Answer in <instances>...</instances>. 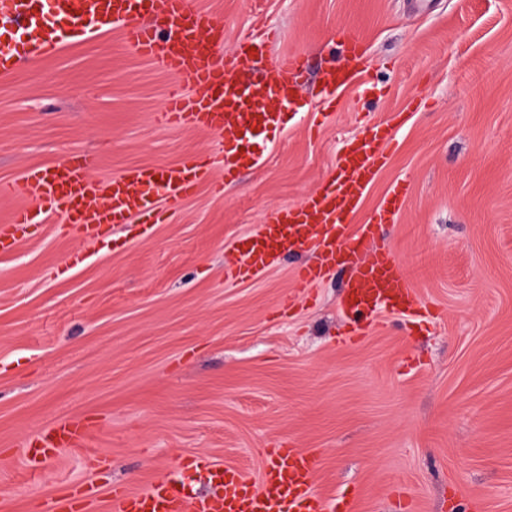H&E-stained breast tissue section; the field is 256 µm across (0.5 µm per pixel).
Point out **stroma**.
Listing matches in <instances>:
<instances>
[{"mask_svg": "<svg viewBox=\"0 0 512 512\" xmlns=\"http://www.w3.org/2000/svg\"><path fill=\"white\" fill-rule=\"evenodd\" d=\"M242 37L278 32L274 55L313 67L361 37L367 70L323 108L257 135L256 169L223 188L84 239L36 210L28 238L0 251V512H53L72 484L208 487L185 460L205 453L257 476L264 449L319 456L315 488L352 512H512V0H193ZM170 76L120 26L76 38L0 78V183L79 153L101 179L189 155L223 159L209 133L165 127ZM392 126L387 167L352 226L399 183L408 194L377 242L427 310L375 314L345 344V270L295 288L300 255L243 283L224 279L239 238L300 204L351 138ZM295 299L288 311L280 302ZM94 432L38 471L42 429Z\"/></svg>", "mask_w": 512, "mask_h": 512, "instance_id": "obj_1", "label": "stroma"}]
</instances>
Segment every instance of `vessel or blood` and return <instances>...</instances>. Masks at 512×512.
I'll use <instances>...</instances> for the list:
<instances>
[{
	"label": "vessel or blood",
	"instance_id": "vessel-or-blood-1",
	"mask_svg": "<svg viewBox=\"0 0 512 512\" xmlns=\"http://www.w3.org/2000/svg\"><path fill=\"white\" fill-rule=\"evenodd\" d=\"M124 21L125 42L140 56L155 59L174 77L160 123L214 134L224 144L225 182L256 168L259 156L243 148L251 131L277 129L282 115L300 104V76L307 61L299 54L273 59L269 75L256 72L270 50L273 36L246 37L230 54L216 60L214 47L222 36L210 14L191 0H0V77L15 74L22 63L57 52L72 37L94 35L113 21ZM342 64L321 69L318 82L334 98L362 73L365 48L361 39H344ZM391 139L387 124L350 140L336 159L325 184L296 207H280L259 232L236 244L237 259L225 265L224 278L244 282L276 265L288 253L314 251V258L295 276L307 288L336 266L351 274L342 296L341 312L361 324L373 312L387 309L419 314L424 306L395 256L378 248L374 239L386 215L400 211L407 196L399 185L383 211L351 230L347 220L361 207L368 189L383 170ZM89 155L32 168L13 182L0 185L1 195L25 199L9 223L0 225V243L20 244L17 230L32 222L30 203L62 212L68 223L82 225L86 236L104 234L111 226L156 214L161 200L179 202L196 194L216 169L190 156L164 167H140L104 181ZM85 424L61 422L44 437L43 458L63 447H83ZM318 460L305 448L289 444L268 449L258 478L231 465H218L206 456H193L189 465L214 486L213 494L188 496L171 481L147 489L127 488L112 494L113 512H336L314 487Z\"/></svg>",
	"mask_w": 512,
	"mask_h": 512
}]
</instances>
